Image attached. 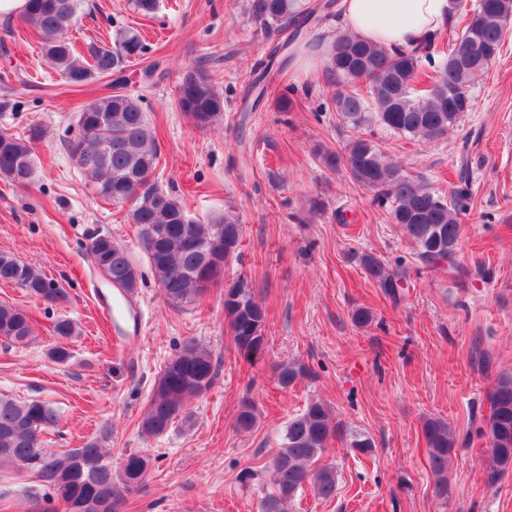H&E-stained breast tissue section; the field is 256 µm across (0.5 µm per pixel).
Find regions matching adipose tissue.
<instances>
[{
    "mask_svg": "<svg viewBox=\"0 0 512 512\" xmlns=\"http://www.w3.org/2000/svg\"><path fill=\"white\" fill-rule=\"evenodd\" d=\"M339 10L348 31L389 49L423 44L450 18L449 0H340Z\"/></svg>",
    "mask_w": 512,
    "mask_h": 512,
    "instance_id": "obj_1",
    "label": "adipose tissue"
}]
</instances>
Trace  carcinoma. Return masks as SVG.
Listing matches in <instances>:
<instances>
[{
    "label": "carcinoma",
    "mask_w": 512,
    "mask_h": 512,
    "mask_svg": "<svg viewBox=\"0 0 512 512\" xmlns=\"http://www.w3.org/2000/svg\"><path fill=\"white\" fill-rule=\"evenodd\" d=\"M86 0H27L22 21L42 45L45 62L63 84L83 91L96 81L122 72L148 53L140 32L122 28L112 43L90 42L84 51L65 38L84 14ZM330 4L310 0H247L246 11L268 31L283 37L267 65L304 30L328 19ZM454 11L465 12V25L441 49L431 39L421 46L391 50L366 42L349 32L327 43L326 68L336 84L335 111L348 128L356 130L373 120L410 137L438 139L448 134L471 111L475 79L495 60L512 33V0H453ZM178 107L199 129L224 115V94L219 79L201 65L182 73ZM77 136L68 143L76 166L103 199L133 203L132 222L143 226L141 240L149 266L166 301L183 307L218 283L224 284V313L238 351L254 357L265 349L266 311L256 301L248 280L224 281V264L210 258L203 246L219 243L220 258L235 252L242 235L238 218L225 213L207 222L191 218L176 190L163 188L152 178L160 162V148L150 131L141 98L120 90L86 102L77 115ZM43 129L33 126L25 136L0 130V178L13 185L31 182L33 145ZM331 168L344 165L379 202H392L391 216L416 246L415 257L427 268H461L455 254L461 235L463 200L468 187H455L442 197L418 178L389 162L368 138L354 135L344 154L327 157ZM88 254L101 277L116 288L135 293L143 280L141 268L126 248L107 235H97ZM358 261L385 296L396 303L408 281L409 267L390 269L381 257L363 252ZM0 281L24 288L38 300L56 303L65 297L37 268L0 253ZM33 334L32 321L22 308L0 302V337L24 343ZM302 374L291 363L276 366L280 387L288 388ZM217 375V359L196 338L188 337L163 366L141 421L143 435L156 437L169 430L177 418L187 419L190 398L207 391ZM490 414L485 432L493 442L486 467L488 485L512 473V376L500 377L489 396ZM258 416L254 400L239 403L236 426L252 429ZM58 422L56 410L41 400L20 401L0 395V471L30 474L47 489L34 512H116L121 491L139 487L150 457L129 453L120 468L112 470V449L104 439L80 448L55 451L45 440ZM435 490L448 493V469L456 434L447 421L430 418L423 424ZM334 434L329 409L312 401L290 418L269 468L271 489L260 500V512H290L306 489L320 499L336 496V469L319 466Z\"/></svg>",
    "instance_id": "cac0c4a2"
}]
</instances>
